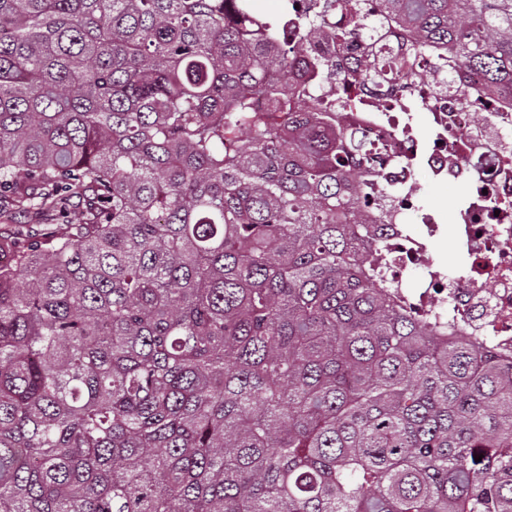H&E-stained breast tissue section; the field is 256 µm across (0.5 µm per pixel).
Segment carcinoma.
<instances>
[{
    "label": "carcinoma",
    "instance_id": "cac0c4a2",
    "mask_svg": "<svg viewBox=\"0 0 512 512\" xmlns=\"http://www.w3.org/2000/svg\"><path fill=\"white\" fill-rule=\"evenodd\" d=\"M254 2L0 0V199H79L0 229V512H512V358L375 267L309 52L511 96L512 0Z\"/></svg>",
    "mask_w": 512,
    "mask_h": 512
}]
</instances>
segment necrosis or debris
Returning a JSON list of instances; mask_svg holds the SVG:
<instances>
[{
    "mask_svg": "<svg viewBox=\"0 0 512 512\" xmlns=\"http://www.w3.org/2000/svg\"><path fill=\"white\" fill-rule=\"evenodd\" d=\"M392 87L389 81L351 87L361 96L352 118L370 139L387 142L380 184L391 192L398 220L386 235L384 273L416 313L445 322L452 335L493 340L512 357V208L495 214L489 207L493 197L512 201V99L483 107L460 91L432 94L413 86L402 91L407 111L390 112L381 101ZM419 111L428 116L430 138L416 132ZM419 168L464 188L454 224L458 261L450 275L428 252L441 226L436 212L414 203ZM405 200L414 203L409 223L400 218ZM412 270L420 284L408 288L404 276Z\"/></svg>",
    "mask_w": 512,
    "mask_h": 512,
    "instance_id": "obj_1",
    "label": "necrosis or debris"
}]
</instances>
